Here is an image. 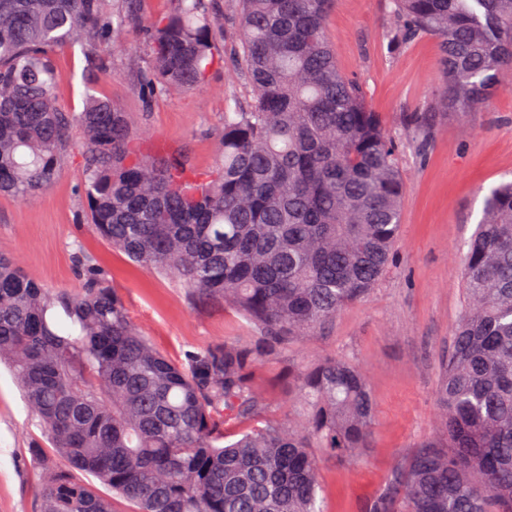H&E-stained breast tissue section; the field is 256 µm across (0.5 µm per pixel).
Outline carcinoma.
I'll list each match as a JSON object with an SVG mask.
<instances>
[{"label":"carcinoma","mask_w":512,"mask_h":512,"mask_svg":"<svg viewBox=\"0 0 512 512\" xmlns=\"http://www.w3.org/2000/svg\"><path fill=\"white\" fill-rule=\"evenodd\" d=\"M142 24L146 102L224 65L216 3L173 0ZM335 0H238V63L253 99L224 112L212 168L145 153L128 113L92 90L55 101L53 56L79 47L101 73L137 0H0V195L48 191L81 157L90 224L113 248L220 300L244 335L179 361L133 322L106 274L77 252V292H52L0 254V360L67 462L40 448V512H322L315 448L368 447L374 403L342 357L281 367L289 419L257 369L365 298L401 226L396 145L326 37ZM392 45L440 42L441 112H473L512 72V0H391ZM466 302L445 359L439 431L393 470L366 512H512V181L493 186L464 253ZM240 432L229 434V428ZM95 476L112 497L76 477Z\"/></svg>","instance_id":"obj_1"}]
</instances>
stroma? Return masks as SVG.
Here are the masks:
<instances>
[{
	"instance_id": "obj_1",
	"label": "stroma",
	"mask_w": 512,
	"mask_h": 512,
	"mask_svg": "<svg viewBox=\"0 0 512 512\" xmlns=\"http://www.w3.org/2000/svg\"><path fill=\"white\" fill-rule=\"evenodd\" d=\"M220 6L228 32L220 48L224 65L205 85L144 104L133 78L143 37L133 28L125 49L112 57L110 74H93L80 50L58 54V103L81 111L85 89L93 87L130 114L145 148L185 157L201 169L214 165L225 109L252 96L234 61L237 2L220 0ZM390 9V0H336L326 27L337 66L364 88L368 105L400 148L405 192L396 258L374 290L287 353L301 364L332 355L349 359L374 399L372 435L360 456L340 459L317 451L323 512H364L396 464L435 436L442 357L465 300L462 245L477 227L489 189L512 178V74L504 75L502 89L479 111H437L439 42L426 36L390 45ZM427 111L434 112L435 127L421 143L414 120ZM83 180L75 156L37 198L0 195V252L44 287L74 291L80 286L74 256L83 251L106 273L136 326L170 358L242 334L234 309L199 303L175 280L137 265L101 239L86 222ZM36 444L50 446L0 364V512H38L44 476L29 453Z\"/></svg>"
}]
</instances>
